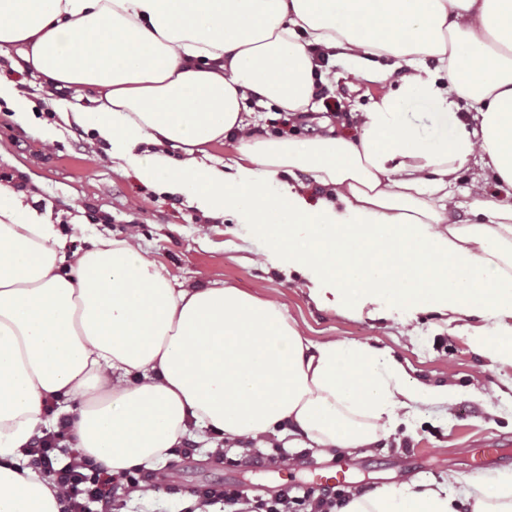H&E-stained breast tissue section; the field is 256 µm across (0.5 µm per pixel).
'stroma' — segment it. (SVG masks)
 Returning <instances> with one entry per match:
<instances>
[{"mask_svg":"<svg viewBox=\"0 0 512 512\" xmlns=\"http://www.w3.org/2000/svg\"><path fill=\"white\" fill-rule=\"evenodd\" d=\"M322 74L326 93L317 97L315 110L291 117L260 109L253 115L255 134L265 138L278 130L306 139L332 129L357 138L360 113L400 84L396 75L384 82L368 80L339 59L325 63ZM64 101L74 105L78 99L69 91L57 99L30 97L27 113L20 116L0 99V183L60 225L68 251L89 249L100 232L117 238L137 234L142 251L174 282L202 287L221 281L260 297L276 293L308 339L370 343L390 351L411 379L451 380L460 390L451 406L411 407L407 422L371 448L321 457L312 448L289 447L286 436L273 434L267 450L271 460L262 465H226V458L246 454L244 442H225L220 455L202 447L187 456L175 453L153 467L152 495L117 496V512H189L196 491L230 483L251 498L270 497L284 484L299 496L315 488L316 474L340 467L349 474V494L371 495L399 482L446 485L459 498V512H472L467 493L473 481L490 486L498 475L512 474V367L477 350L469 328L443 326L431 315L406 325L397 317L378 323L319 308L257 247L243 242L242 225L205 215L186 196L158 192L132 171L114 170L107 144L93 131L60 120ZM406 112L427 141L456 131V114L440 118L430 101H409ZM77 224L85 225V233L74 232ZM490 447L501 449L502 457L493 468L472 472L478 450Z\"/></svg>","mask_w":512,"mask_h":512,"instance_id":"35a3bbf8","label":"stroma"}]
</instances>
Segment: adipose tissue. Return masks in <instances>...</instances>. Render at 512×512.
Listing matches in <instances>:
<instances>
[{"label": "adipose tissue", "instance_id": "obj_1", "mask_svg": "<svg viewBox=\"0 0 512 512\" xmlns=\"http://www.w3.org/2000/svg\"><path fill=\"white\" fill-rule=\"evenodd\" d=\"M12 51L40 88L87 98L61 117L109 144L115 168L249 225L320 305L475 317V347L512 366V201L474 186L463 221L453 203L475 157L512 190V0H0ZM320 54L400 74L399 89L361 113L355 142L252 135L256 109L314 108ZM415 99L443 117L467 105L475 124L427 145L404 114ZM231 137L233 163L203 161ZM301 172L325 198L310 201ZM456 397L386 350L309 340L275 299L175 287L129 239L67 253L0 184V512L62 508L28 464L51 403L75 461L118 476L208 433L259 443L284 425L299 448H369L409 404ZM342 512L458 509L445 489L401 483Z\"/></svg>", "mask_w": 512, "mask_h": 512}]
</instances>
